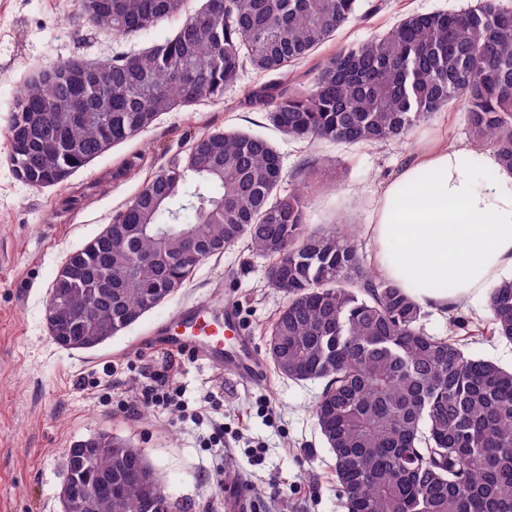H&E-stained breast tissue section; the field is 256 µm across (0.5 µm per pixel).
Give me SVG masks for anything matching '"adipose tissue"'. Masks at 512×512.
I'll return each mask as SVG.
<instances>
[{
    "label": "adipose tissue",
    "mask_w": 512,
    "mask_h": 512,
    "mask_svg": "<svg viewBox=\"0 0 512 512\" xmlns=\"http://www.w3.org/2000/svg\"><path fill=\"white\" fill-rule=\"evenodd\" d=\"M368 230L379 276L420 309L454 311L512 269V170L490 151L421 146L381 188Z\"/></svg>",
    "instance_id": "1"
}]
</instances>
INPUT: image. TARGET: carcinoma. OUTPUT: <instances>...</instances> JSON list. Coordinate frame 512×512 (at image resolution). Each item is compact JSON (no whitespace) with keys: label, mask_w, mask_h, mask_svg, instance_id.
Wrapping results in <instances>:
<instances>
[{"label":"carcinoma","mask_w":512,"mask_h":512,"mask_svg":"<svg viewBox=\"0 0 512 512\" xmlns=\"http://www.w3.org/2000/svg\"><path fill=\"white\" fill-rule=\"evenodd\" d=\"M114 35L180 18L177 34L107 61L45 67L9 126L16 176L61 183L180 106L220 98L244 64L288 78L352 19L358 0H80ZM274 125L310 142L403 140L434 114L465 112L471 138L512 169V9L480 0L411 14L387 35L325 59L311 86L253 94ZM281 157L265 139L215 130L145 183L107 233L72 253L53 284L56 342L86 351L175 295L205 259L247 240L285 297L268 329L277 373L318 380L313 415L346 512H512V371L420 327L422 311L369 270L347 231L306 227L308 185L278 193ZM487 330L512 342V279L491 289ZM95 467H81L86 456ZM63 467L78 490L112 476V495L79 512H180L145 453L119 437L78 442Z\"/></svg>","instance_id":"cac0c4a2"}]
</instances>
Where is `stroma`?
<instances>
[{
    "instance_id": "obj_1",
    "label": "stroma",
    "mask_w": 512,
    "mask_h": 512,
    "mask_svg": "<svg viewBox=\"0 0 512 512\" xmlns=\"http://www.w3.org/2000/svg\"><path fill=\"white\" fill-rule=\"evenodd\" d=\"M477 0H362L369 10L290 67L287 85L308 88L336 52L388 33L407 15L458 11ZM179 22L146 35L112 37L82 14L80 0H0V512H59L63 459L74 443L100 432L141 448L181 512H228L233 474L250 512H345L330 453L311 407L317 381L294 382L275 370L243 384L192 353L156 344L161 320L231 299L257 354L284 297L267 281L269 261L241 242L203 261L180 292L91 351L67 350L47 330L46 303L66 258L125 209L141 186L213 130L260 136L288 173L314 167L308 229H351L372 257L366 231L381 185L408 152L429 143L470 145L463 112L435 114L408 142L376 146L293 140L251 95L275 81L246 68L217 100L181 107L111 148L65 182L36 188L19 181L9 159L8 124L24 81L38 69L81 57L109 60L173 37ZM179 392L177 406L144 401L147 385ZM223 427L220 445L209 438Z\"/></svg>"
}]
</instances>
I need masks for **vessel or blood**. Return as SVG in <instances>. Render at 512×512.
Listing matches in <instances>:
<instances>
[{
	"label": "vessel or blood",
	"instance_id": "1",
	"mask_svg": "<svg viewBox=\"0 0 512 512\" xmlns=\"http://www.w3.org/2000/svg\"><path fill=\"white\" fill-rule=\"evenodd\" d=\"M157 332L169 350L195 353L239 380L251 381L265 370L233 303L204 312L184 311L161 321Z\"/></svg>",
	"mask_w": 512,
	"mask_h": 512
}]
</instances>
